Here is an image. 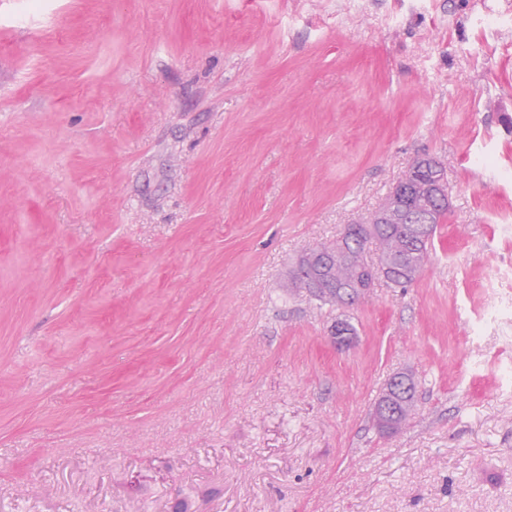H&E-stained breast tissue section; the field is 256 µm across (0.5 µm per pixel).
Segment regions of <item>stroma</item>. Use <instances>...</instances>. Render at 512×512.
Segmentation results:
<instances>
[{
	"instance_id": "1",
	"label": "stroma",
	"mask_w": 512,
	"mask_h": 512,
	"mask_svg": "<svg viewBox=\"0 0 512 512\" xmlns=\"http://www.w3.org/2000/svg\"><path fill=\"white\" fill-rule=\"evenodd\" d=\"M421 157L415 281L295 288ZM509 225L512 0H0V512H512ZM416 387L415 380L407 373H397L393 375L387 388L375 405V419L378 428L387 433L395 432L400 426L399 411L396 403H402L399 392L404 396H409Z\"/></svg>"
}]
</instances>
